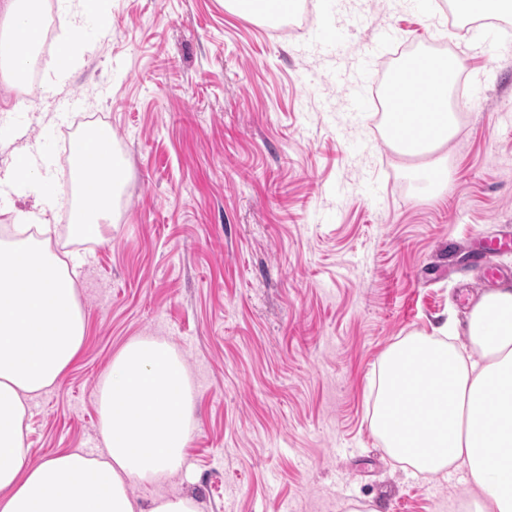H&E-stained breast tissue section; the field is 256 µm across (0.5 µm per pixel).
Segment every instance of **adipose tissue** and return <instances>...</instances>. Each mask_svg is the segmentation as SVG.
I'll return each instance as SVG.
<instances>
[{
	"label": "adipose tissue",
	"instance_id": "1",
	"mask_svg": "<svg viewBox=\"0 0 512 512\" xmlns=\"http://www.w3.org/2000/svg\"><path fill=\"white\" fill-rule=\"evenodd\" d=\"M41 0H0V18L15 41V66L25 69L40 43ZM110 0H64L70 37L47 63L65 85L89 46L81 34ZM447 81L433 89L434 109L412 116L414 130L433 148L458 132L448 103L459 57L444 60ZM82 182L83 201L70 224L55 225L59 197L52 161L41 143L17 152L0 174V193L33 197L12 207L0 226V512H199L187 495H157L141 503L131 479L151 482L186 460L194 396L181 356L170 343L129 341L112 359L96 390L103 453L79 450L29 462L28 404L55 386L80 354L86 319L74 276L79 252L59 258L54 245L103 243L112 238L114 197L126 179L112 161L111 140L99 139ZM467 344L434 334L404 339L379 367L373 432L395 460L420 474L466 469L476 487L469 512H512V285L504 283L472 303Z\"/></svg>",
	"mask_w": 512,
	"mask_h": 512
}]
</instances>
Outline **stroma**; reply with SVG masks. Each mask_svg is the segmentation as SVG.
<instances>
[{
  "label": "stroma",
  "instance_id": "1",
  "mask_svg": "<svg viewBox=\"0 0 512 512\" xmlns=\"http://www.w3.org/2000/svg\"><path fill=\"white\" fill-rule=\"evenodd\" d=\"M452 0H297L283 24L220 0H112L91 50L39 109L0 80V170L41 139L57 182L75 154L52 134L77 99L79 127L109 132L126 168L120 218L87 244L76 279L87 339L30 404L31 462L103 451L95 391L136 337L174 345L195 394L182 471L134 481V497L183 494L200 512H455L464 470L395 461L371 429L383 354L465 319L487 269L512 251L459 256L512 227V39L455 18ZM340 27L327 46L318 26ZM400 48L463 59L467 108L439 197L382 141L383 118L350 89L378 29Z\"/></svg>",
  "mask_w": 512,
  "mask_h": 512
}]
</instances>
